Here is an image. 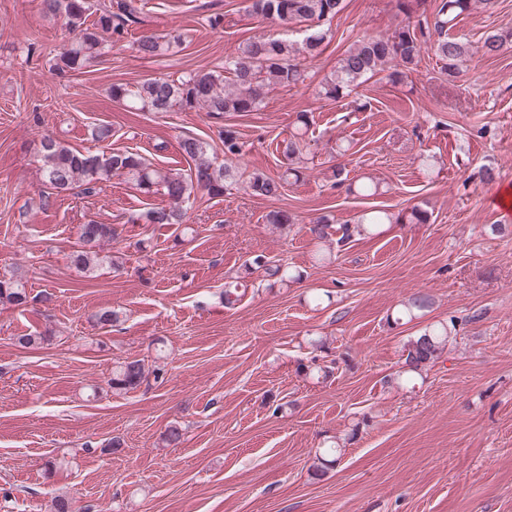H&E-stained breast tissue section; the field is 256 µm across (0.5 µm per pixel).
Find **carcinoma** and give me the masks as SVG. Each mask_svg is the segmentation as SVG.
<instances>
[{
	"label": "carcinoma",
	"mask_w": 512,
	"mask_h": 512,
	"mask_svg": "<svg viewBox=\"0 0 512 512\" xmlns=\"http://www.w3.org/2000/svg\"><path fill=\"white\" fill-rule=\"evenodd\" d=\"M249 11L268 20L278 29L275 36H260L238 45L224 60L222 70L190 71L177 79L152 77L132 86L114 84L112 101L129 109L167 112L180 105L200 108L211 119L221 120L230 113L257 112L260 110L266 85L283 84L298 86L305 82L306 74L300 62L301 56L315 58L320 54L327 32L322 29L343 9V0H249ZM473 0H436L429 13H418V0H397L403 20L387 35L365 36L357 40L337 59L336 68L320 84L319 95L337 100L349 95L375 75L386 73L393 83L402 81L421 60L427 47L442 63L448 80H456L470 55V45L449 34L457 19L469 11ZM40 10L47 20L64 18L73 37L56 58L54 69L59 72H78L87 63L102 55L105 48L103 34L110 33L115 40L124 37L128 22L136 19L140 7L136 0H115L100 11L92 24H87L91 12L90 0H40ZM304 32L300 41L288 38V33ZM182 35L169 33L162 37H145L138 40L135 51L143 57L154 58L181 44ZM512 48V32H491L484 38L481 50L488 56H497ZM312 118L307 112H299L288 137L280 143L285 163L282 172L275 177L253 173L247 189L255 196L278 197L289 181H299L307 170L305 153L306 136ZM225 156L242 153L237 132L222 130ZM180 150L189 163V172H172L151 167L137 153L116 151L110 155L84 153L46 135L39 143L38 155L46 182L56 193H66L77 187L90 194L103 181L114 174L127 176L135 185L147 192L154 187L163 190L170 206L153 208L136 217L146 224H171L181 227V234L194 233L184 225L188 208L192 207L197 193L211 198L224 196L228 181L235 179V172L227 165H219L208 143L186 137L180 142ZM431 214L418 207L410 211L392 214L384 208L374 207L363 213L358 224L343 225L332 229L330 219H317L312 233L323 241L336 231L343 243L354 235L376 237L385 224H427ZM117 229L110 224L90 221L79 227L77 250L72 254L75 265L92 271L99 265L96 248L117 239ZM261 256L244 264V273L250 275L258 269L265 270L273 283L290 287L303 279L302 272L259 262ZM27 302L23 283L14 278H0V303L21 306ZM430 307L425 295H414L400 304L397 324L423 317ZM456 334V321H438L426 325L419 335L405 346V359L397 380L405 385L422 375L437 359L448 342ZM147 380L145 366L139 360L118 361L106 380L108 388L116 392H128Z\"/></svg>",
	"instance_id": "1"
}]
</instances>
